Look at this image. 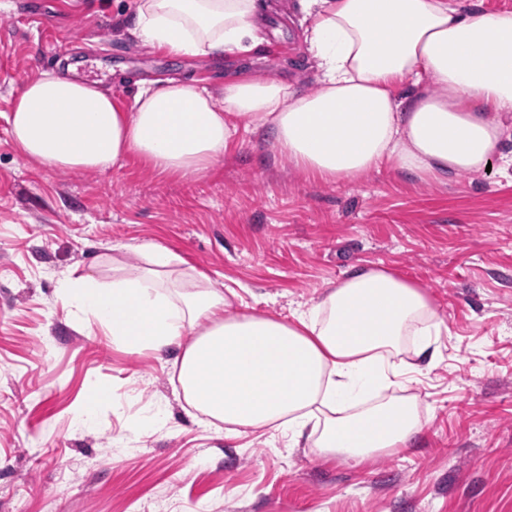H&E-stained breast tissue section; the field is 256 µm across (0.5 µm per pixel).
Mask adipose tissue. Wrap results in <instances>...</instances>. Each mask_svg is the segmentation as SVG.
<instances>
[{"instance_id": "adipose-tissue-1", "label": "adipose tissue", "mask_w": 512, "mask_h": 512, "mask_svg": "<svg viewBox=\"0 0 512 512\" xmlns=\"http://www.w3.org/2000/svg\"><path fill=\"white\" fill-rule=\"evenodd\" d=\"M320 88L243 75L216 104L201 80L140 82L132 107L78 75L23 82L8 116L16 152L48 167L104 172L128 156L160 174H202L238 123L271 133L300 171L351 180L388 166L445 179L512 166V12L457 0H303ZM257 0H135L134 35L174 57L242 56L258 42ZM112 261V279L67 275L74 318L131 352L177 345L187 404L236 437H310L363 461L413 443L424 423L409 385L448 326L423 287L362 265L306 311L281 320L233 312L223 289L157 245Z\"/></svg>"}]
</instances>
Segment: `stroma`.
Wrapping results in <instances>:
<instances>
[{
    "instance_id": "obj_1",
    "label": "stroma",
    "mask_w": 512,
    "mask_h": 512,
    "mask_svg": "<svg viewBox=\"0 0 512 512\" xmlns=\"http://www.w3.org/2000/svg\"><path fill=\"white\" fill-rule=\"evenodd\" d=\"M0 9V512H512V168L445 181L402 172L307 177L269 132L238 128L193 178L136 156L105 172L21 158L7 118L22 82L74 64L122 105L138 84L246 73L318 90L301 0H259L267 25L244 57H173L133 33L132 0H5ZM163 246L234 289L236 311L290 317L360 265L432 296L448 325L411 385L426 424L411 448L355 463L310 439L225 437L188 406L181 350L131 354L75 321L68 272ZM109 387L91 428L74 405ZM166 409L159 430L133 431Z\"/></svg>"
}]
</instances>
